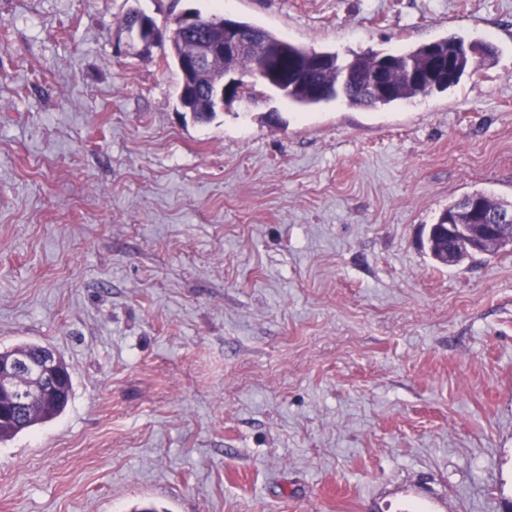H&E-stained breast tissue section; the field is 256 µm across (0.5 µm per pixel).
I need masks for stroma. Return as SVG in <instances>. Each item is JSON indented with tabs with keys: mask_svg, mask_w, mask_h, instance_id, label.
<instances>
[{
	"mask_svg": "<svg viewBox=\"0 0 512 512\" xmlns=\"http://www.w3.org/2000/svg\"><path fill=\"white\" fill-rule=\"evenodd\" d=\"M133 8L240 18L340 58L454 35V87L207 121ZM512 200V0H0V349L72 369L0 442V512H512V248L427 233ZM134 32H129L128 29H122L125 33L122 42L126 52L132 54H145L158 44L157 30L148 23L142 27L139 22L134 25ZM63 368L62 378L51 379L40 377L37 384L42 391L39 399H34L16 409L8 407L3 402L11 403L13 398L1 396L0 405V441L17 433L46 423L54 419L67 405L72 390V375L69 367L58 360Z\"/></svg>",
	"mask_w": 512,
	"mask_h": 512,
	"instance_id": "1",
	"label": "stroma"
}]
</instances>
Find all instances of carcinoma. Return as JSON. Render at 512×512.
I'll use <instances>...</instances> for the list:
<instances>
[{
    "label": "carcinoma",
    "mask_w": 512,
    "mask_h": 512,
    "mask_svg": "<svg viewBox=\"0 0 512 512\" xmlns=\"http://www.w3.org/2000/svg\"><path fill=\"white\" fill-rule=\"evenodd\" d=\"M225 22L239 27L246 35V44L243 48L231 55L217 54L211 62L210 71L204 77V82L215 76L223 75L226 70H236L244 75L250 74L252 63L258 57H266L274 54L279 48H288V69L298 71V77L288 82L284 96L288 101L299 107L308 108L318 106L339 98L344 99L351 106L378 107L387 106L398 101L412 99L425 95L431 91H445L453 86V82H442L436 86H428L413 80L409 76L412 69L424 70L434 64L433 56H452L457 69L467 72L475 64V57L465 50V41L457 37H446L428 44H422L409 50L392 54L379 52H365L355 54L346 61L339 60L334 52L318 51L308 48L296 42L288 41L276 32L263 29L250 22L227 18ZM169 43V58L173 65H178V58L185 52L192 51L197 46V36L179 28L172 27L167 30ZM315 57H323L327 61L326 67L319 72L308 70L310 61ZM387 58L389 69L387 77L391 90L388 95L379 98L365 99L362 92L366 91L376 74L379 60ZM343 69L350 70L351 80L346 88H338L337 80L339 72ZM198 96L178 101L191 109L193 117L198 121H207L212 112L204 103L203 82L197 83ZM473 196L480 198L484 209L496 216L505 217L504 223L499 225V235L503 238H512V201L498 199L483 192L476 191ZM465 199L448 204L438 215L432 235L431 250H438L445 242V235L441 233L439 224L443 223L448 212L459 210L464 206ZM45 352V347L33 343H25L11 348L0 350V359L6 361L10 358L37 359ZM62 377L57 379H34L29 373L16 376V385L21 388H31L32 383H37L42 391L38 399L25 404L20 408L10 407L8 403L13 398L4 397V403L0 405V441L12 437L17 433L46 423L54 419L67 405L72 390V375L67 365H62Z\"/></svg>",
    "instance_id": "obj_1"
}]
</instances>
